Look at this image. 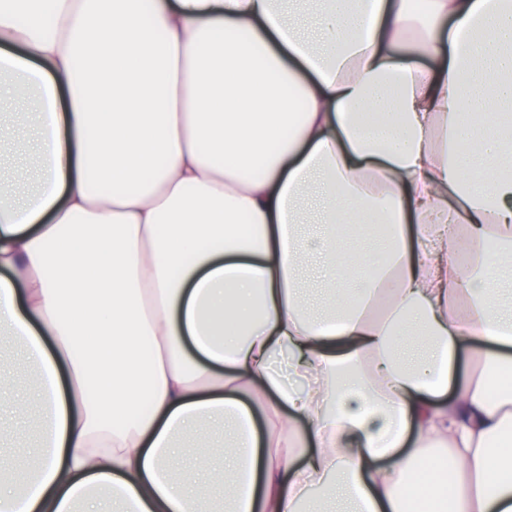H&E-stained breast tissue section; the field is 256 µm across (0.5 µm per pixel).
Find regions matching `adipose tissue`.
<instances>
[{
  "label": "adipose tissue",
  "instance_id": "ef3b65f1",
  "mask_svg": "<svg viewBox=\"0 0 512 512\" xmlns=\"http://www.w3.org/2000/svg\"><path fill=\"white\" fill-rule=\"evenodd\" d=\"M281 2L0 0V512H512V0ZM17 351V343L9 336L0 334V354L2 353L3 358L14 366L12 379L5 385L14 389L20 395L33 396L37 385L36 382H32V376L28 370L33 367L21 360ZM38 410L36 405H32L28 410L26 416L24 418H16L12 415H9L5 412L0 414V436H1V423L6 426H11L17 430H19V438L21 442L26 446L25 448H13V447H1L0 451L3 452H11V451H22L29 454H33L36 450L35 446V438L33 428L36 424L35 420V412Z\"/></svg>",
  "mask_w": 512,
  "mask_h": 512
}]
</instances>
